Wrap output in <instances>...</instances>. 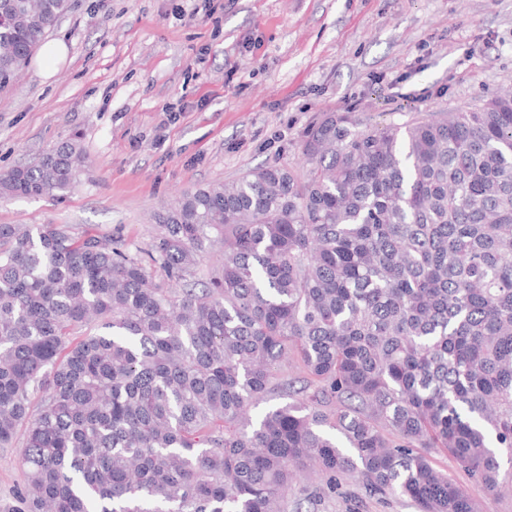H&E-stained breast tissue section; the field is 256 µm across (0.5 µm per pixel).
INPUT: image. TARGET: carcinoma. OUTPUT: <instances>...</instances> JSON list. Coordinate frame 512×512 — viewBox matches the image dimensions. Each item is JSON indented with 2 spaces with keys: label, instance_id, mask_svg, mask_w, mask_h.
<instances>
[{
  "label": "carcinoma",
  "instance_id": "cac0c4a2",
  "mask_svg": "<svg viewBox=\"0 0 512 512\" xmlns=\"http://www.w3.org/2000/svg\"><path fill=\"white\" fill-rule=\"evenodd\" d=\"M68 9L0 0V88ZM303 154L301 176L184 192L134 253L0 224V447L25 471L6 512H286L310 464L475 512L440 452L512 487V90L365 129L324 112ZM86 167L69 138L0 197H62Z\"/></svg>",
  "mask_w": 512,
  "mask_h": 512
}]
</instances>
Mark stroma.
I'll return each instance as SVG.
<instances>
[{"label": "stroma", "instance_id": "1", "mask_svg": "<svg viewBox=\"0 0 512 512\" xmlns=\"http://www.w3.org/2000/svg\"><path fill=\"white\" fill-rule=\"evenodd\" d=\"M0 88V173L80 135L89 163L66 196L0 200V224H69L143 249L152 215L183 191L265 164L302 170L309 127L351 112L367 127L481 104L512 88V0H70ZM481 512H512L440 453ZM0 448V512L24 482ZM288 512H418L305 470Z\"/></svg>", "mask_w": 512, "mask_h": 512}]
</instances>
